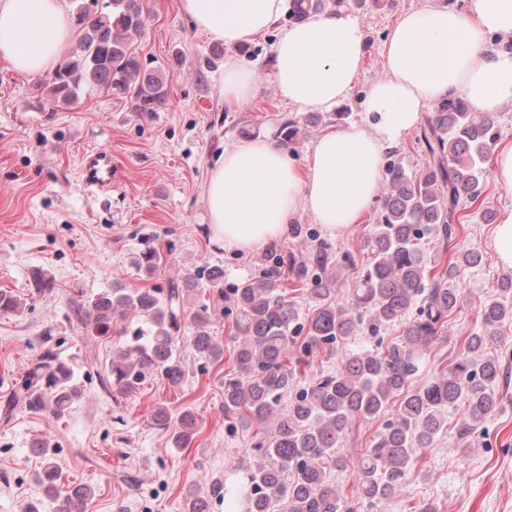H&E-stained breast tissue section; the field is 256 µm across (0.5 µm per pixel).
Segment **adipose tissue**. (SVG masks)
I'll list each match as a JSON object with an SVG mask.
<instances>
[{"instance_id": "obj_1", "label": "adipose tissue", "mask_w": 512, "mask_h": 512, "mask_svg": "<svg viewBox=\"0 0 512 512\" xmlns=\"http://www.w3.org/2000/svg\"><path fill=\"white\" fill-rule=\"evenodd\" d=\"M286 0H181L196 28L238 45L276 24ZM72 30L62 0H0V58L38 76L63 58ZM512 38V0H469L405 13L384 48V75L365 96L366 119L324 133L305 165L272 141L225 148L203 184L211 239L257 253L300 213L333 234L358 223L380 184L384 152L420 122L424 106L459 95L479 112L512 101V51H489L483 37ZM367 43L344 9L311 15L282 31L271 54L277 93L289 105L327 110L358 81Z\"/></svg>"}]
</instances>
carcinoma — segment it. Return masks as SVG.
Instances as JSON below:
<instances>
[{
    "mask_svg": "<svg viewBox=\"0 0 512 512\" xmlns=\"http://www.w3.org/2000/svg\"><path fill=\"white\" fill-rule=\"evenodd\" d=\"M143 0H108L107 11L90 10L82 0L74 16L79 39L69 57L55 70L49 94L71 102L85 86L129 97L141 112H153L167 97L165 78L148 74L134 44L144 32ZM368 0H289L288 17L299 22L313 13L353 6L363 9ZM496 140L493 115L478 112L464 96L441 102L429 116L419 142L427 162L411 175L390 155L379 215L370 233L371 261L358 276L352 302H329L335 278L327 275L328 253L319 250L310 260L277 254L262 275L224 293L236 308L233 325L238 340L235 364L238 375L224 381V416L229 429L254 423L271 424L272 431L256 448L257 458L246 466L240 484L244 512H271L288 501V512H342L336 485L325 476V465H348L339 443L350 422L373 420L388 410L397 395L401 400L383 429L356 460V476L363 499L373 512L401 493L415 449L430 447L448 426V408L459 401L468 405L461 426L466 435L494 413L498 389L504 380L499 362L488 355L499 326L512 320V307L487 302L481 311L482 331L465 341L462 354L438 368L422 384L412 385L424 354L423 347L448 322L461 296L455 281L465 266L480 263L475 251L450 253L458 235L460 201H476L483 193V165ZM429 238L436 254L421 248ZM289 264L295 280L307 284L319 270L311 289L314 308L304 322L278 279V269ZM201 288L188 274L169 284L166 294L154 288L130 289L117 283L112 291L92 302L96 320L107 323L130 311L149 317L151 328L122 343L112 354L110 376L117 393L126 394L146 380L161 375L172 388L185 376L184 358L171 330L178 328L193 296ZM402 339L351 355L336 374L301 386L285 364L288 345L304 335L311 354L351 336L379 337L384 327L405 319L412 309ZM208 308L193 317L192 352L211 361L224 356L207 331ZM288 407L280 408L284 395ZM82 396L73 364L48 348L32 364L13 394V403L30 411L62 416ZM153 422L171 433L176 448H186L196 434L192 411L177 415L157 408ZM41 481L58 501V512H85L93 490L87 485L67 487L60 493L58 472L51 453ZM293 479L284 481L285 472Z\"/></svg>",
    "mask_w": 512,
    "mask_h": 512,
    "instance_id": "1",
    "label": "carcinoma"
}]
</instances>
